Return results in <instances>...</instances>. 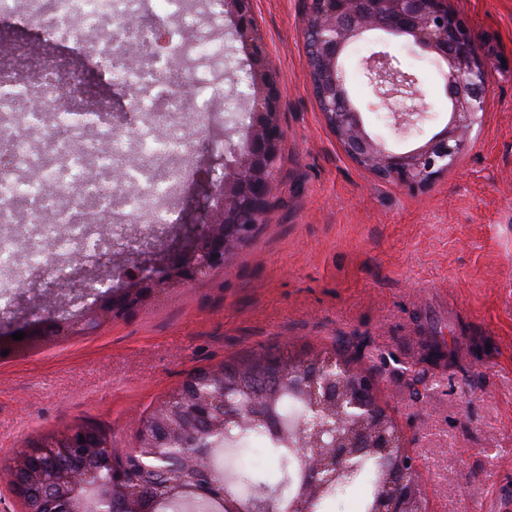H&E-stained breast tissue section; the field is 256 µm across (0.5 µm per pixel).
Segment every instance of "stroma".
Segmentation results:
<instances>
[{"mask_svg":"<svg viewBox=\"0 0 512 512\" xmlns=\"http://www.w3.org/2000/svg\"><path fill=\"white\" fill-rule=\"evenodd\" d=\"M487 66L485 109L454 166L409 188L353 162L312 94L305 51L308 0H252L280 76L284 138L271 204L223 270L163 291L134 316L91 334L49 339L0 357V512H22L4 474L30 439L92 420L132 447L145 412L194 369L291 345L342 338L363 346L375 396L418 457L428 512H484L512 500V0H447ZM419 79L427 112L396 131L363 75L375 52ZM341 64L367 131L389 149L417 147L448 122L443 70L401 38L371 31ZM223 108L196 135L191 175L171 223L61 263L72 287L113 274L125 258L163 263L178 228L207 199V175L231 168L241 140ZM60 289L56 270L0 280V329L34 319Z\"/></svg>","mask_w":512,"mask_h":512,"instance_id":"obj_1","label":"stroma"}]
</instances>
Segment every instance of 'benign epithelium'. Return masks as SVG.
I'll return each mask as SVG.
<instances>
[{
  "label": "benign epithelium",
  "instance_id": "benign-epithelium-1",
  "mask_svg": "<svg viewBox=\"0 0 512 512\" xmlns=\"http://www.w3.org/2000/svg\"><path fill=\"white\" fill-rule=\"evenodd\" d=\"M226 16L233 19L244 35L256 38L251 0H233ZM392 31L405 38L408 45L439 59L446 66L444 81L452 110L448 124L414 149L390 150L385 142L371 137L363 118L346 100L345 78L338 67L342 52L365 32ZM317 57L332 74V84L320 91L326 108L325 118L345 153L359 166L375 176L410 188L423 187L453 166L465 145V136L480 122L484 111L487 70L478 59L476 46L464 19L448 11L444 0H334L319 27L315 46ZM387 52H376L365 62V76L376 97L394 108V128L409 130L416 126L427 110L418 90V78L404 73ZM253 111L263 119L253 127L247 147L236 151L237 166L233 183L226 188V177L211 182L212 203L201 221L192 226L183 245L169 253L161 265L138 263L103 284V302L70 319L60 320L42 313L33 322L19 325L11 333L28 336H56L71 324L79 333L93 330V325L126 317L143 306L160 288L170 284L189 285L211 272L224 269L228 250L243 241L271 194L278 168V148L283 131L278 120L280 88L271 75L263 95L257 97ZM373 386L368 380L356 384V394L348 408L358 413L373 410ZM81 444L62 450L61 464L71 466V478L96 499V512H124L122 502L110 495L99 499L97 485L88 482L84 470L74 463ZM415 459L409 458L399 471V493L381 512H410L406 504L416 495L414 482L407 473ZM28 484L19 481L17 493L25 501L31 496ZM36 512H73L60 505L51 488L44 485L37 495Z\"/></svg>",
  "mask_w": 512,
  "mask_h": 512
}]
</instances>
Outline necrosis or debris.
I'll return each mask as SVG.
<instances>
[{
    "mask_svg": "<svg viewBox=\"0 0 512 512\" xmlns=\"http://www.w3.org/2000/svg\"><path fill=\"white\" fill-rule=\"evenodd\" d=\"M200 6L201 0H0L1 22L21 19L58 40L77 41L82 58L74 67L49 62L19 71L12 60L24 44L0 55V224L11 228L10 246H0V276L20 280L36 266L55 264L61 248L54 225L82 223L91 209L113 235L130 224L165 222L169 188L185 181L194 153L191 127L211 112L209 104L192 105L188 89L201 65L215 69L224 58L217 34L224 12L210 10L214 29L202 33L195 28ZM173 19L179 37L165 56L153 55L152 31ZM132 44L140 57L131 66L125 49ZM92 65L108 69L140 116L134 136L113 131L112 112L100 105L92 123L48 124L49 115L66 110V92L85 87ZM41 174L48 177L44 190L20 210L15 186ZM33 224L47 242L36 252L39 262L15 261L12 245Z\"/></svg>",
    "mask_w": 512,
    "mask_h": 512,
    "instance_id": "4bbe7bcc",
    "label": "necrosis or debris"
}]
</instances>
